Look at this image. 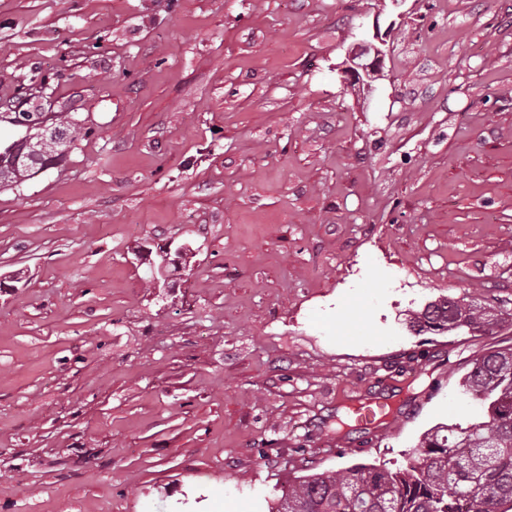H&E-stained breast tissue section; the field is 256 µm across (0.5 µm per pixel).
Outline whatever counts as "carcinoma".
I'll return each mask as SVG.
<instances>
[{"instance_id":"obj_1","label":"carcinoma","mask_w":512,"mask_h":512,"mask_svg":"<svg viewBox=\"0 0 512 512\" xmlns=\"http://www.w3.org/2000/svg\"><path fill=\"white\" fill-rule=\"evenodd\" d=\"M42 129L71 145L92 130L60 112H1L0 123ZM64 151L32 161L53 168ZM23 168L0 167V186H18ZM495 308L444 297L411 318L417 332L479 331L493 324ZM463 395L486 406L487 420L435 426L408 453L406 464L358 466L301 477L270 512H512V348L475 360L462 378Z\"/></svg>"}]
</instances>
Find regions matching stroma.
<instances>
[{
  "label": "stroma",
  "instance_id": "1",
  "mask_svg": "<svg viewBox=\"0 0 512 512\" xmlns=\"http://www.w3.org/2000/svg\"><path fill=\"white\" fill-rule=\"evenodd\" d=\"M21 102L94 133L0 189V512H268L403 465L512 348L406 324L512 310V0H0ZM384 51L371 41H361L348 53L345 71L359 73L362 71L369 79L379 76L380 63ZM371 59L370 62L368 60ZM188 252H191V249L188 245H182L178 247L174 255L172 256L170 248H165L160 252L161 261L156 267L153 264V279L158 280V276L164 278L165 287L170 288L173 287L174 284L169 285L168 279L166 276V270L169 266L182 267L183 262H186V257ZM495 308L462 303L458 299L444 297L430 302L411 318L410 326L417 332L437 331L457 333L459 331H479L494 324L497 318Z\"/></svg>",
  "mask_w": 512,
  "mask_h": 512
}]
</instances>
